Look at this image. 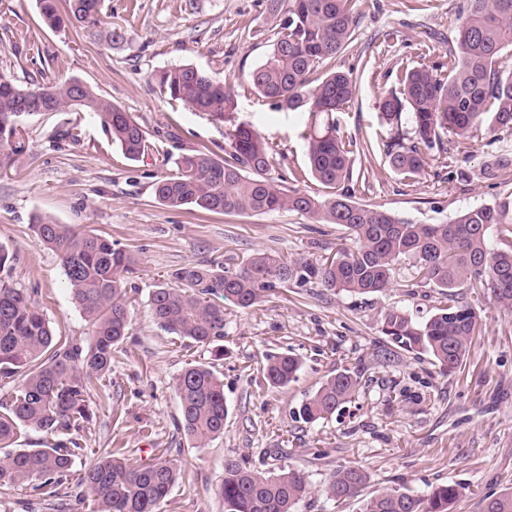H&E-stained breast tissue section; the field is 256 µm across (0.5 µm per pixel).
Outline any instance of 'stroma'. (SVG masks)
Here are the masks:
<instances>
[{
  "mask_svg": "<svg viewBox=\"0 0 512 512\" xmlns=\"http://www.w3.org/2000/svg\"><path fill=\"white\" fill-rule=\"evenodd\" d=\"M465 0H357L351 47L328 70L353 73L356 92L333 119L352 146V174L364 182L357 203L377 205L418 224H443L464 211L512 196V127L480 126L450 138L411 181L386 157L392 130L380 104L405 69L448 68V48ZM102 24L124 38L107 43L82 26L46 27L36 0H0V73L18 85L79 79L142 126L158 153L127 160L86 112H40L19 121L24 149L0 169V247L13 259L0 279L24 289L55 331L87 345L90 326L73 302L57 254L38 243L36 213L106 235L132 250L140 273L127 283L129 336L112 356L104 387L87 396L93 422L83 447L141 463L170 450L183 478L164 512H223L217 490L225 459H247L262 471L291 467L312 485L337 466L365 467L370 489L404 486L422 493L458 486L455 512H481L484 495L512 487V313L483 297L485 322L470 354L446 373L425 354L399 352L379 365L384 311L428 312L434 298L400 283L373 295L333 294L313 282L276 289L258 305L224 307V353L156 326L149 295L187 264L238 266L258 251L285 260L319 261L349 245L343 227L281 210L224 215L174 210L154 193L171 160L206 148L223 156L226 126L169 103L155 77L191 65L230 84L234 119L252 126L275 150L272 175L290 190L325 195L307 172L301 112L279 108L246 83L270 53L275 23L266 0H106ZM78 128L80 140L68 132ZM169 164H162L161 155ZM291 351L303 361L297 382L268 386L264 354ZM208 366L224 382V433L193 447L182 427L173 381L187 363ZM362 373L359 394L341 414L311 425L296 410L305 395L343 369Z\"/></svg>",
  "mask_w": 512,
  "mask_h": 512,
  "instance_id": "1",
  "label": "stroma"
}]
</instances>
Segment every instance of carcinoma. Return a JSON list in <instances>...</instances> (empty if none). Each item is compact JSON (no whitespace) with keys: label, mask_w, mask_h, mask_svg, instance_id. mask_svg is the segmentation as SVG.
<instances>
[{"label":"carcinoma","mask_w":512,"mask_h":512,"mask_svg":"<svg viewBox=\"0 0 512 512\" xmlns=\"http://www.w3.org/2000/svg\"><path fill=\"white\" fill-rule=\"evenodd\" d=\"M356 0H268L269 14L280 18L277 37L266 59L247 76L250 86L281 108L306 112L307 159L312 175L328 193L323 197L288 191L271 176L274 149L250 126L237 124L226 133L228 157L197 150L175 161L176 170L155 183L156 197L167 207L219 214L297 212L318 224L344 227L353 246L341 247L319 263L287 262L265 252L253 254L235 269L220 262L189 264L175 270L179 285H154L149 307L156 325L192 344L223 352L224 306L220 299L250 308L277 288L311 280L334 293H382L395 283L398 264L408 260L409 288H429L437 305L425 315L391 308L382 315L380 333L396 347L426 354L453 372L467 359L483 317L464 290L489 295L512 311V197L464 212L445 224H417L379 206L355 202L350 150L336 133L332 114L356 90L352 73L334 71L313 83L311 76L354 40ZM52 28L74 22L99 24L101 0H37ZM512 52V0H467L448 49V72L427 66L405 70L400 88L384 97L385 121L396 128L386 145L393 171L403 179L417 176L446 137H466L473 128L512 126V71L501 68ZM161 94L202 112L217 124L235 110L226 83L190 65L158 76ZM47 103L55 112L75 105L88 112L110 135L123 155L138 160L154 152L146 131L129 113L84 84L73 80L33 88L0 75V169L22 151L19 106L23 94ZM411 115V129L398 131L401 114ZM32 229L43 246L57 252L67 287L91 326L86 347L55 333L50 321L21 288L0 281V381L20 379L7 390L0 385V449L13 444L20 428L64 435L46 448L0 454V489L21 488L45 501L58 502L75 459L83 455L71 433L90 424L85 395L112 369V354L129 334L126 283L138 260L107 237L82 232L37 213ZM497 238H492V233ZM301 359L268 355L262 375L273 388L299 378ZM361 374L344 369L325 379L302 401L298 417L307 424L326 420L351 403ZM183 428L194 447L204 448L224 433L229 407L224 383L208 367L189 364L175 377ZM181 478L174 460L161 454L132 464L114 454L99 456L79 477L75 500L91 503L89 512H162ZM369 473L358 465H340L317 492L334 503L357 501L360 512H453L459 491L438 485L425 494L405 487L364 493ZM312 493L306 476L293 468L262 472L228 459L218 490L224 512H296ZM482 512H512V488L482 499Z\"/></svg>","instance_id":"obj_1"}]
</instances>
